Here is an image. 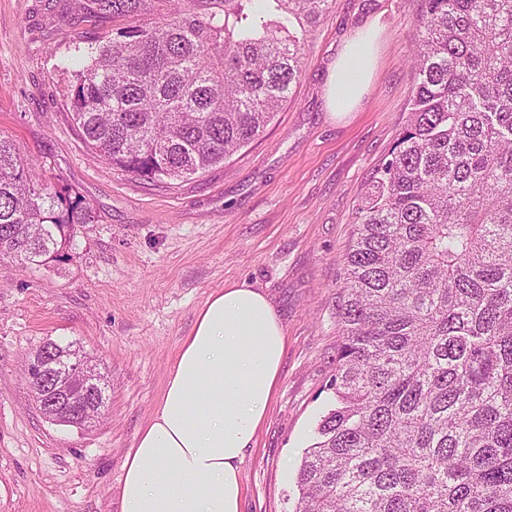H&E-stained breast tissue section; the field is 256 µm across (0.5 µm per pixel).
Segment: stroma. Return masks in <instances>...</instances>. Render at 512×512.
Returning <instances> with one entry per match:
<instances>
[{"instance_id":"1","label":"stroma","mask_w":512,"mask_h":512,"mask_svg":"<svg viewBox=\"0 0 512 512\" xmlns=\"http://www.w3.org/2000/svg\"><path fill=\"white\" fill-rule=\"evenodd\" d=\"M421 0H332L303 73L266 131L206 173L147 182L93 160L66 104L59 60L106 40L89 0H0V135L93 208L72 257L0 259V512H119L123 464L208 296L261 290L286 349L267 420L239 465L243 512H292L305 448L336 406V316L358 201L406 123ZM381 30L376 73L349 117L324 87L341 41ZM73 343L110 384L89 427L46 419L26 382L43 342Z\"/></svg>"}]
</instances>
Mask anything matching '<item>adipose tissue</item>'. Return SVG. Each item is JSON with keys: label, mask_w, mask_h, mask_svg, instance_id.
Segmentation results:
<instances>
[{"label": "adipose tissue", "mask_w": 512, "mask_h": 512, "mask_svg": "<svg viewBox=\"0 0 512 512\" xmlns=\"http://www.w3.org/2000/svg\"><path fill=\"white\" fill-rule=\"evenodd\" d=\"M378 39L377 26L363 27L331 63L332 117L352 112L367 93ZM284 349L265 294L243 284L212 292L126 456L120 512H241L239 463L267 417Z\"/></svg>", "instance_id": "1"}]
</instances>
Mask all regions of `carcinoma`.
I'll list each match as a JSON object with an SVG mask.
<instances>
[{
	"instance_id": "obj_1",
	"label": "carcinoma",
	"mask_w": 512,
	"mask_h": 512,
	"mask_svg": "<svg viewBox=\"0 0 512 512\" xmlns=\"http://www.w3.org/2000/svg\"><path fill=\"white\" fill-rule=\"evenodd\" d=\"M152 0H92L137 19ZM79 42L60 70L91 154L184 179L262 134L328 0H169ZM407 123L356 212L337 314L336 407L294 512H512V0H422ZM0 137V257L44 266L91 224Z\"/></svg>"
}]
</instances>
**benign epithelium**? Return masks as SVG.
<instances>
[{"label":"benign epithelium","instance_id":"1","mask_svg":"<svg viewBox=\"0 0 512 512\" xmlns=\"http://www.w3.org/2000/svg\"><path fill=\"white\" fill-rule=\"evenodd\" d=\"M28 374L37 381L33 394L39 406L53 410L49 420L89 426L99 419V393L106 392L108 385L95 367L77 364L68 354L58 355L41 345L33 354Z\"/></svg>","mask_w":512,"mask_h":512}]
</instances>
